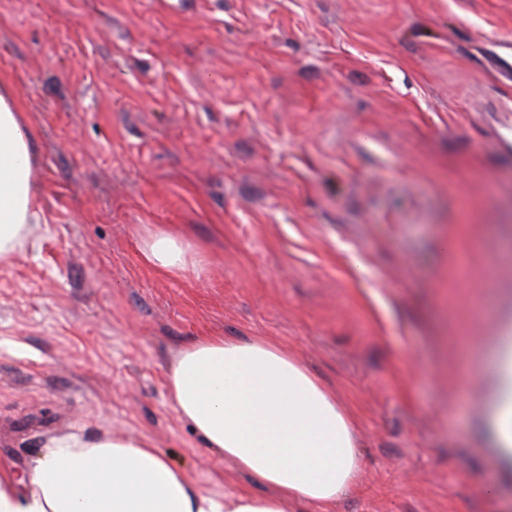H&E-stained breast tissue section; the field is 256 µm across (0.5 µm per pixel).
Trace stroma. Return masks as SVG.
<instances>
[{
    "mask_svg": "<svg viewBox=\"0 0 512 512\" xmlns=\"http://www.w3.org/2000/svg\"><path fill=\"white\" fill-rule=\"evenodd\" d=\"M0 78L44 216L0 263V461L111 432L272 495L167 390L198 337L261 338L356 422L329 512L512 504L478 413L512 323V0H0ZM156 227L204 269L148 265Z\"/></svg>",
    "mask_w": 512,
    "mask_h": 512,
    "instance_id": "35a3bbf8",
    "label": "stroma"
}]
</instances>
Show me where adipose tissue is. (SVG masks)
I'll use <instances>...</instances> for the list:
<instances>
[{"instance_id": "obj_1", "label": "adipose tissue", "mask_w": 512, "mask_h": 512, "mask_svg": "<svg viewBox=\"0 0 512 512\" xmlns=\"http://www.w3.org/2000/svg\"><path fill=\"white\" fill-rule=\"evenodd\" d=\"M34 139L10 84L0 80V261L41 221ZM141 253L172 277L198 263L191 244L168 229L147 230ZM484 379L492 393L484 429L502 466L512 468V330L491 350ZM168 391L206 447L274 495H204L150 441L69 432L46 442L28 480L0 463V512H302L335 502L357 480L349 415L317 376L263 339L200 337L180 352Z\"/></svg>"}]
</instances>
